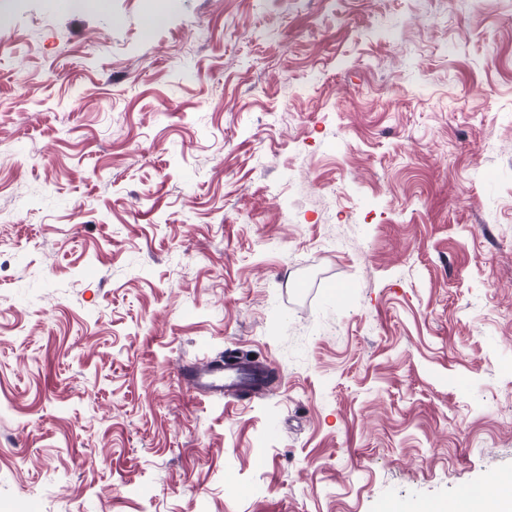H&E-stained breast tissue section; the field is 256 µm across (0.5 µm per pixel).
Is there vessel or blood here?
Masks as SVG:
<instances>
[{
  "label": "vessel or blood",
  "mask_w": 512,
  "mask_h": 512,
  "mask_svg": "<svg viewBox=\"0 0 512 512\" xmlns=\"http://www.w3.org/2000/svg\"><path fill=\"white\" fill-rule=\"evenodd\" d=\"M263 368L245 357L232 364L216 360L205 364L186 366L178 375L192 389L215 397H231L258 386Z\"/></svg>",
  "instance_id": "obj_1"
}]
</instances>
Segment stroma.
Wrapping results in <instances>:
<instances>
[{
    "mask_svg": "<svg viewBox=\"0 0 512 512\" xmlns=\"http://www.w3.org/2000/svg\"><path fill=\"white\" fill-rule=\"evenodd\" d=\"M1 16L0 512H424L512 474V0ZM229 349L271 390L180 381Z\"/></svg>",
    "mask_w": 512,
    "mask_h": 512,
    "instance_id": "obj_1",
    "label": "stroma"
}]
</instances>
